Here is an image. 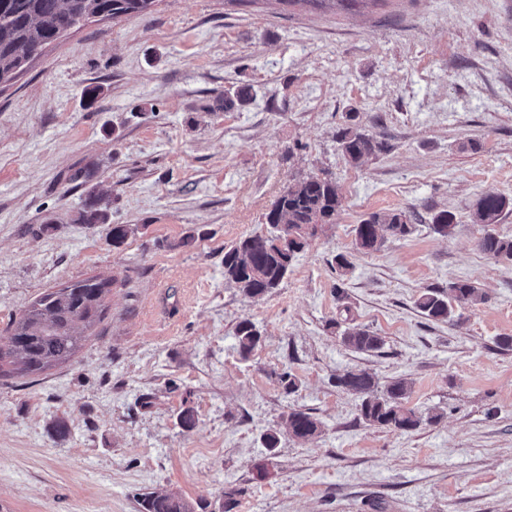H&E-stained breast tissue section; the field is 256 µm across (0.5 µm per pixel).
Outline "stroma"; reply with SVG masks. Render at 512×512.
Returning <instances> with one entry per match:
<instances>
[{
    "label": "stroma",
    "mask_w": 512,
    "mask_h": 512,
    "mask_svg": "<svg viewBox=\"0 0 512 512\" xmlns=\"http://www.w3.org/2000/svg\"><path fill=\"white\" fill-rule=\"evenodd\" d=\"M243 85L253 100L225 109ZM351 123L385 144L357 167L336 141ZM321 172L343 196L335 224L276 292L244 298L225 247ZM91 190L131 227L121 246L78 223ZM486 193L512 198V0H155L68 31L0 85V344L48 290L112 289L70 361L0 376V512H139L145 492L194 512H512V262L477 246ZM406 208L407 237L354 249L361 219ZM442 210L453 237L432 230ZM459 280L485 301L443 322L416 308ZM348 312L380 350L342 345L332 323ZM246 318L263 341L245 361ZM348 369L407 381L421 426L366 423L334 384ZM292 409L322 422L318 439L280 430ZM235 337L240 356L247 360L259 346L262 332L254 322L246 318L238 323Z\"/></svg>",
    "instance_id": "1"
}]
</instances>
